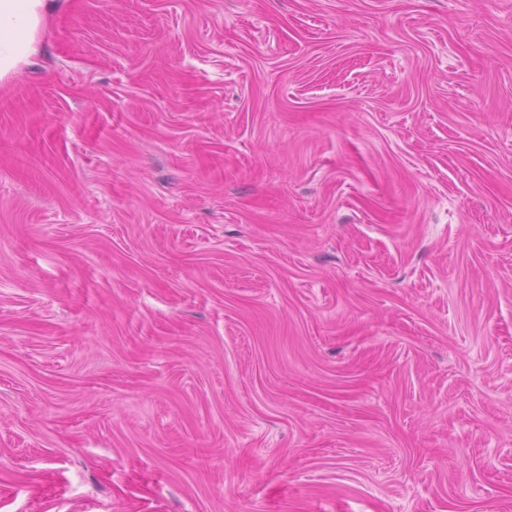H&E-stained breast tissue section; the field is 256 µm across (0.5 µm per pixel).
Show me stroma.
Returning a JSON list of instances; mask_svg holds the SVG:
<instances>
[{"instance_id":"35a3bbf8","label":"stroma","mask_w":512,"mask_h":512,"mask_svg":"<svg viewBox=\"0 0 512 512\" xmlns=\"http://www.w3.org/2000/svg\"><path fill=\"white\" fill-rule=\"evenodd\" d=\"M47 4L0 512H512V0Z\"/></svg>"}]
</instances>
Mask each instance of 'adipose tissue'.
<instances>
[{"mask_svg": "<svg viewBox=\"0 0 512 512\" xmlns=\"http://www.w3.org/2000/svg\"><path fill=\"white\" fill-rule=\"evenodd\" d=\"M46 0H0V78L36 52L34 33Z\"/></svg>", "mask_w": 512, "mask_h": 512, "instance_id": "adipose-tissue-1", "label": "adipose tissue"}]
</instances>
